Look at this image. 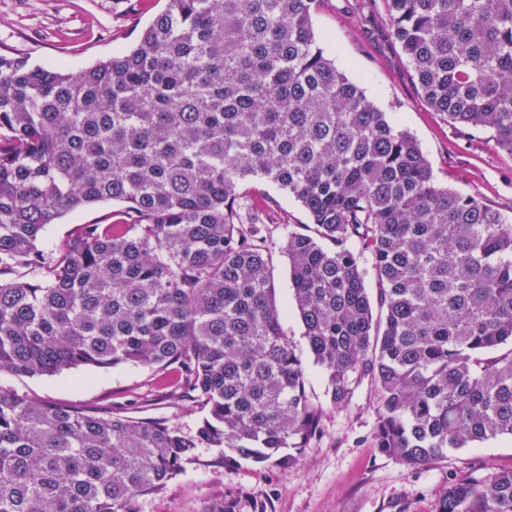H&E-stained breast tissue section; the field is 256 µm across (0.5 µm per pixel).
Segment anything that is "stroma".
I'll use <instances>...</instances> for the list:
<instances>
[{"instance_id": "35a3bbf8", "label": "stroma", "mask_w": 512, "mask_h": 512, "mask_svg": "<svg viewBox=\"0 0 512 512\" xmlns=\"http://www.w3.org/2000/svg\"><path fill=\"white\" fill-rule=\"evenodd\" d=\"M166 0H0V53L30 64L77 73L130 48ZM313 26L326 54L367 97L406 129L427 156L436 182L480 197L512 218V155L494 148L488 133L466 135L433 112L421 98L409 63L393 40L380 0H321ZM277 206L265 218L271 226L274 299L281 328L302 356L306 391L325 399L324 374L308 355L304 326L295 307L282 252L280 221L308 223L287 192L270 184ZM112 202L68 212L49 225L40 247L49 250L78 224L105 220ZM160 371L137 365L80 367L53 377L0 374V389L74 408H117L137 420L159 419L194 433L206 415L198 403L173 394ZM375 396L362 385L350 408L323 418V435L305 448L298 465L281 469L246 461L213 464L214 449L186 465L161 493L143 497L140 512H206L219 496H244L266 512H433L449 480L512 470V438L501 436L464 448L427 466L410 469L374 447Z\"/></svg>"}]
</instances>
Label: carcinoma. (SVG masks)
I'll return each mask as SVG.
<instances>
[{
	"label": "carcinoma",
	"instance_id": "obj_1",
	"mask_svg": "<svg viewBox=\"0 0 512 512\" xmlns=\"http://www.w3.org/2000/svg\"><path fill=\"white\" fill-rule=\"evenodd\" d=\"M319 2L167 0L76 75L0 54V374L170 370L208 409L187 435L0 390V512H139L202 448L294 467L366 379L373 445L410 468L512 436V223L435 182L325 54ZM383 4L428 106L512 155V0ZM265 182L310 218L282 249L324 403L272 298ZM434 512H512V471ZM124 205L102 202L68 212L58 220V224L49 225L41 240L40 248L50 250L64 240L75 224H89L105 220L112 211L120 210Z\"/></svg>",
	"mask_w": 512,
	"mask_h": 512
}]
</instances>
